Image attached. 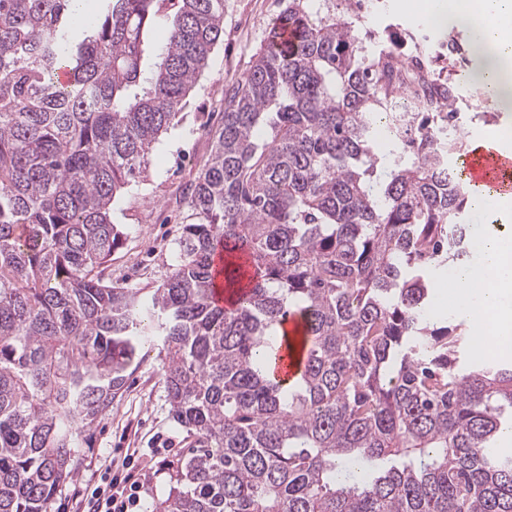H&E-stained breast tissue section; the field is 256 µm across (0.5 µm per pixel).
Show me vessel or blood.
<instances>
[{"label":"vessel or blood","mask_w":512,"mask_h":512,"mask_svg":"<svg viewBox=\"0 0 512 512\" xmlns=\"http://www.w3.org/2000/svg\"><path fill=\"white\" fill-rule=\"evenodd\" d=\"M454 167L474 191L512 193V151H504L494 141L476 140L473 149L455 159Z\"/></svg>","instance_id":"vessel-or-blood-1"}]
</instances>
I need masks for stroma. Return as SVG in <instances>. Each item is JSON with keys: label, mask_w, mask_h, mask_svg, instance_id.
<instances>
[{"label": "stroma", "mask_w": 512, "mask_h": 512, "mask_svg": "<svg viewBox=\"0 0 512 512\" xmlns=\"http://www.w3.org/2000/svg\"><path fill=\"white\" fill-rule=\"evenodd\" d=\"M372 18L359 25L363 40L380 46L398 34L417 37L437 61L436 74L451 76L470 105L464 138L490 137L512 124V108L478 97L472 75L480 62L470 52L467 30L455 20L437 25L425 20L413 0H377ZM288 0H224V39L192 89L189 104L164 133L149 158V171L129 186L115 204L112 221L124 237L112 253L106 275L129 288H152L168 275L187 214L190 186L206 166L212 136L224 123V87L236 83L267 46L269 33ZM141 366L126 380L120 396L92 429L71 480L51 500V512H73L88 501L106 477L108 463L135 453L141 489L137 512L165 498L185 446V434L173 421L166 400L156 348L145 350Z\"/></svg>", "instance_id": "obj_1"}]
</instances>
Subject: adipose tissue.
I'll list each match as a JSON object with an SVG mask.
<instances>
[{"mask_svg": "<svg viewBox=\"0 0 512 512\" xmlns=\"http://www.w3.org/2000/svg\"><path fill=\"white\" fill-rule=\"evenodd\" d=\"M427 10L434 22L465 25L481 61L473 75L480 96L512 107V0H429ZM473 242V260L449 270L443 300L496 353L512 342V236L481 232Z\"/></svg>", "mask_w": 512, "mask_h": 512, "instance_id": "1", "label": "adipose tissue"}]
</instances>
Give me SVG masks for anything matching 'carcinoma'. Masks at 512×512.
I'll return each mask as SVG.
<instances>
[{"label": "carcinoma", "mask_w": 512, "mask_h": 512, "mask_svg": "<svg viewBox=\"0 0 512 512\" xmlns=\"http://www.w3.org/2000/svg\"><path fill=\"white\" fill-rule=\"evenodd\" d=\"M73 10L0 0V512H47L146 344L191 440L153 512H512V457L495 447L512 365L427 314L433 269L472 256L470 193L448 167L463 143H438L452 88L377 154L401 71L354 22L289 0L224 90L170 273L116 287L114 202L223 39L224 0H103L77 42ZM221 251L230 311L213 302ZM294 349L288 383L276 359Z\"/></svg>", "instance_id": "cac0c4a2"}]
</instances>
